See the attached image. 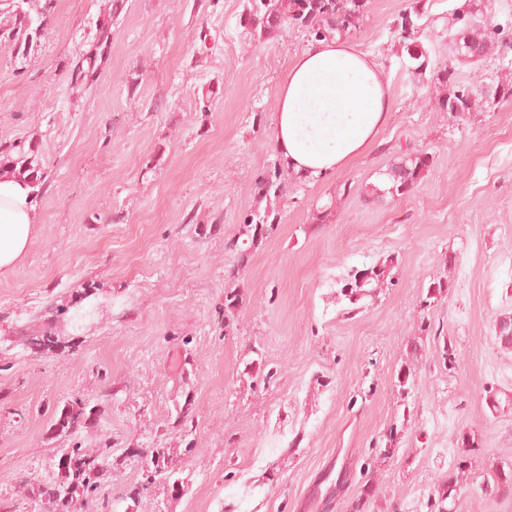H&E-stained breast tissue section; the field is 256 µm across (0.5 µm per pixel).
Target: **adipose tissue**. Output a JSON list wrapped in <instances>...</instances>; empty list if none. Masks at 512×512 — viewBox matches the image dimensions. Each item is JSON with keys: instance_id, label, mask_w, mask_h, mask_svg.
Listing matches in <instances>:
<instances>
[{"instance_id": "adipose-tissue-1", "label": "adipose tissue", "mask_w": 512, "mask_h": 512, "mask_svg": "<svg viewBox=\"0 0 512 512\" xmlns=\"http://www.w3.org/2000/svg\"><path fill=\"white\" fill-rule=\"evenodd\" d=\"M384 69L341 36L310 41L288 67L271 115L272 140L287 169L315 181L362 155L391 111ZM32 189L0 170V273L28 248Z\"/></svg>"}]
</instances>
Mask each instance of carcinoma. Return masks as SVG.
<instances>
[{
  "instance_id": "obj_1",
  "label": "carcinoma",
  "mask_w": 512,
  "mask_h": 512,
  "mask_svg": "<svg viewBox=\"0 0 512 512\" xmlns=\"http://www.w3.org/2000/svg\"><path fill=\"white\" fill-rule=\"evenodd\" d=\"M54 0H0V48L22 60L27 59L40 46L52 14ZM245 22L251 37H270L290 25L304 29L315 39L329 38L333 34H348L359 28L365 14L367 0H247ZM124 9V0H105L96 20V36L89 48L72 58L66 67L70 84L82 88L92 84L104 63L111 38L114 20ZM454 31L448 33V44L455 56H469L468 48L476 47L487 54L492 40L503 34L498 25L491 22L481 26L472 19L471 11L456 8L453 12ZM394 33L404 47L416 42L418 28L405 27L398 20ZM434 83L446 87L444 96L438 98L440 109L453 117L479 109L494 112L502 103L512 101V83L497 82L487 86L481 97L471 89L452 79L448 69L434 72ZM38 146L24 141L0 144V169H7L32 187L33 198H38L45 186L46 175L38 162ZM429 167L425 153H404L387 173L388 187L379 190L382 195L403 196L420 179ZM262 209L255 208L242 215L239 235L244 241L255 245L269 236L279 224L277 201L283 196L286 184L278 168L260 172L254 180ZM390 265L383 264L363 269H351L339 281L338 298L345 301L344 313L356 315L360 302L372 298L377 291L387 286ZM451 288L450 282L438 279L428 288L421 305L430 307ZM496 340L505 349L512 348V337L504 335L498 328L512 330V315L504 314L496 322ZM29 344L44 351H51L64 344V337L52 331L33 336ZM99 417L97 406L87 407L82 401L64 406L57 415L55 426L70 436L78 435L93 420ZM476 451L474 441L461 438L459 448L448 478L440 482L437 496L428 499V512H451V505L461 491V477L472 464ZM112 454V448H83L79 445L61 449V455L53 467V477L32 492L46 512H82L85 500L94 496L101 485L112 480V470L104 466L103 460ZM142 459L143 481L133 488L139 495L159 481L172 482L179 489L178 481L171 480L169 449L150 448L138 453ZM512 490V470L496 472L493 483L486 485L485 493L491 495Z\"/></svg>"
}]
</instances>
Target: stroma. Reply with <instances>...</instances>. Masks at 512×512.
<instances>
[{
  "label": "stroma",
  "mask_w": 512,
  "mask_h": 512,
  "mask_svg": "<svg viewBox=\"0 0 512 512\" xmlns=\"http://www.w3.org/2000/svg\"><path fill=\"white\" fill-rule=\"evenodd\" d=\"M244 4L127 0L79 91L65 66L95 36L102 0H55L27 61L0 50V143H36L47 173L28 249L0 275V512H33L29 491L77 443L112 448V480L86 512H350L369 479L370 512H427L465 436L479 449L455 512H512V491L483 492L493 467L512 468V351L494 333L512 313V104L441 110L391 33L415 0H367L349 39L389 77L388 122L344 170L287 176L276 230L230 248L257 205L255 176L281 162L276 91L309 42L292 26L249 38ZM462 5L512 21V0H426L416 43L429 71L448 65L477 86L506 50L476 63L449 53ZM408 150L429 168L408 194L377 196ZM388 262L395 286L346 317L336 279ZM237 268L243 302L229 315ZM440 277L447 296L421 308ZM52 327L67 347L29 348ZM76 399L102 412L71 437L55 412ZM184 406L187 434L171 426ZM145 448L169 449L180 490L159 482L131 499L141 471L128 453Z\"/></svg>",
  "instance_id": "1"
}]
</instances>
